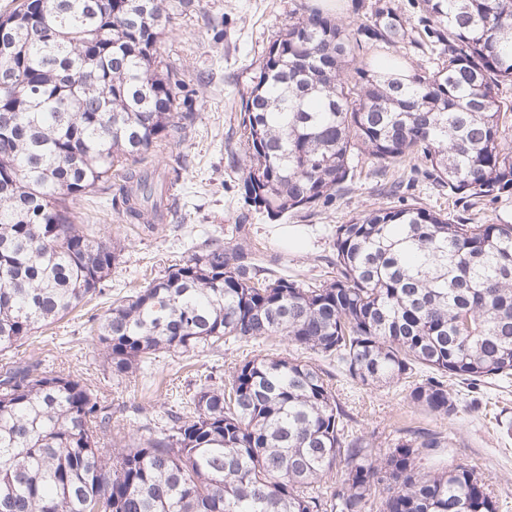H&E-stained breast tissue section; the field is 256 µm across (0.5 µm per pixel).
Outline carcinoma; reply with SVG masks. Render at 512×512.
I'll list each match as a JSON object with an SVG mask.
<instances>
[{"mask_svg": "<svg viewBox=\"0 0 512 512\" xmlns=\"http://www.w3.org/2000/svg\"><path fill=\"white\" fill-rule=\"evenodd\" d=\"M22 0L0 14V351L22 346L100 292L119 263L112 234L73 204L112 186L148 229L171 212L169 185L141 166L185 137L180 80L159 52L184 0ZM441 46L436 68L401 70L413 29L388 0L363 18L311 11L288 25L251 77L240 112V189L270 219L329 201L363 157L386 172L432 168L448 195L512 193L504 143L512 101V0H420ZM384 48L393 56L371 62ZM210 239L96 329L111 374L159 353L279 336L299 356L253 355L110 447L112 404L40 359L0 364V512H499L463 464L418 460L449 439L429 428L377 457L346 431L331 375L399 385L442 417L448 382L512 379V224H456L425 206L382 207L336 226V275L308 285L246 244ZM331 482L330 497L312 493Z\"/></svg>", "mask_w": 512, "mask_h": 512, "instance_id": "1", "label": "carcinoma"}]
</instances>
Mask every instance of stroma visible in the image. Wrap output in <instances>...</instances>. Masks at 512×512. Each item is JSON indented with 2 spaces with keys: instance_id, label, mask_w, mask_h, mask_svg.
Returning a JSON list of instances; mask_svg holds the SVG:
<instances>
[{
  "instance_id": "stroma-1",
  "label": "stroma",
  "mask_w": 512,
  "mask_h": 512,
  "mask_svg": "<svg viewBox=\"0 0 512 512\" xmlns=\"http://www.w3.org/2000/svg\"><path fill=\"white\" fill-rule=\"evenodd\" d=\"M317 4L318 0H191L184 12L167 24L160 52L174 59L182 93L197 115L183 142L148 155L144 162L147 168L177 176L171 191L172 215L151 233L127 223L114 203L121 184L117 177L112 180V191L78 202L74 208L77 223L111 234L122 248L119 264L103 280L101 295L38 329L31 342L0 353V363L11 357L46 356L51 367L64 368L103 387L114 414L125 417L124 422L112 425L117 444L130 443L141 434L129 418L132 406L171 405L172 391L191 395L208 374L224 380L244 354H281L286 349L272 337L245 350L163 353L148 373L116 378L91 336L112 301L163 276L204 240L230 241L231 225L239 223L242 213H249L239 191L241 171L232 166L228 152L230 136L241 133V97L249 92L251 76L269 46L289 23ZM393 180V175L365 165L358 168L350 189L337 192L327 204L289 214L285 224L299 226L305 233L301 248L281 243L275 223L258 214H249L247 241L257 252L279 257L283 272L299 274L306 283L315 284L332 269L336 225L373 209L417 202L456 221L512 224V195L455 205L421 168L406 173L398 194L390 198L381 186ZM324 368L331 372L336 395L351 416L349 431L364 435L375 451L386 452L406 429L426 427L441 432L449 436L450 447L423 460V467L432 470L441 461L473 467L487 492L498 501L499 512H512V435L499 427L500 422H512V382L491 380L475 387L452 383L458 409L454 416L442 418L410 404L399 387L357 385L337 372L335 363H325Z\"/></svg>"
}]
</instances>
